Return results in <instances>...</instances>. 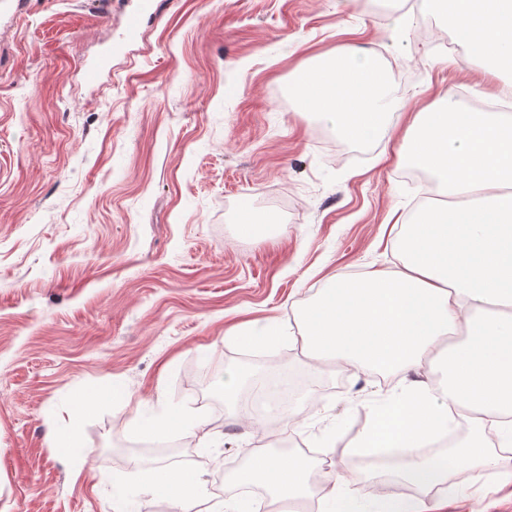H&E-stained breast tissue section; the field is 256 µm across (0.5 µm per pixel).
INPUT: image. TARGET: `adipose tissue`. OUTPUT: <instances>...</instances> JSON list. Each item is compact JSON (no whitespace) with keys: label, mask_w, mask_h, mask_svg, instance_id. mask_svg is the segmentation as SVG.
<instances>
[{"label":"adipose tissue","mask_w":512,"mask_h":512,"mask_svg":"<svg viewBox=\"0 0 512 512\" xmlns=\"http://www.w3.org/2000/svg\"><path fill=\"white\" fill-rule=\"evenodd\" d=\"M443 3L470 68L489 81L498 64L512 63V0H419V8ZM291 92L350 142L392 130L399 109L378 56L351 47L298 71ZM398 157L428 172L443 201L400 224L397 268L331 278L302 306L293 342L318 363L401 376L357 443L402 449L405 482L439 498L459 470L492 471L512 484V468L486 434L496 427L502 448L512 446V114L469 111L448 91L415 114ZM423 367L432 379H408ZM453 413L468 432L444 468L422 449L447 434ZM232 480L264 489L273 512L317 493L351 502L363 491L381 499L383 512H421L420 501L401 503L364 484L343 459L258 448Z\"/></svg>","instance_id":"obj_1"}]
</instances>
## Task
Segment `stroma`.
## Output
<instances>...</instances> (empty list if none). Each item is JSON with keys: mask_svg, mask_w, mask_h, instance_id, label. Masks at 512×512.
I'll return each instance as SVG.
<instances>
[{"mask_svg": "<svg viewBox=\"0 0 512 512\" xmlns=\"http://www.w3.org/2000/svg\"><path fill=\"white\" fill-rule=\"evenodd\" d=\"M139 41L104 0H27L0 21V512H113L116 477L141 484L134 512H213L250 449H349L396 376L326 364L281 343L250 360L240 339L295 327L329 278L399 264L398 220L424 186L403 179L400 137L340 139L290 101L291 74L340 47L376 53L407 114L449 88L494 98L465 54L445 58L396 17L336 0H158ZM119 44L98 86L82 79L104 41ZM250 211L266 223L238 232ZM298 378L312 417L255 431L243 404L213 408L203 381ZM83 455L54 433L82 399ZM204 437L176 443L175 467L209 490L178 503L145 491L143 443L173 416ZM142 459L132 467L130 458ZM512 512V486L461 474L443 512Z\"/></svg>", "mask_w": 512, "mask_h": 512, "instance_id": "stroma-1", "label": "stroma"}]
</instances>
